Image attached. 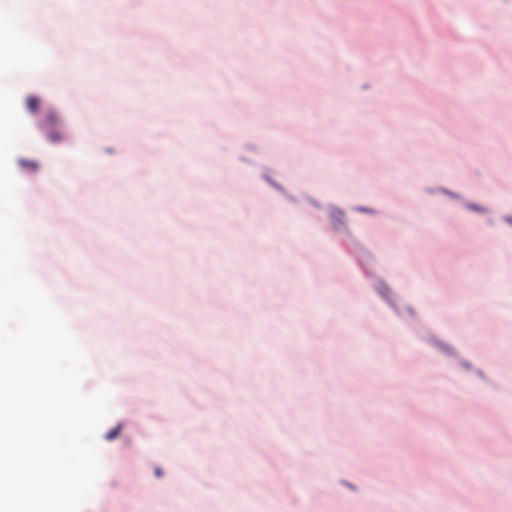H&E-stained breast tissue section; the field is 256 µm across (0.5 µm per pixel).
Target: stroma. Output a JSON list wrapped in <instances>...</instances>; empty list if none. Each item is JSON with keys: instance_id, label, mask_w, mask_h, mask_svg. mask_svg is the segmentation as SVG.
<instances>
[{"instance_id": "stroma-1", "label": "stroma", "mask_w": 512, "mask_h": 512, "mask_svg": "<svg viewBox=\"0 0 512 512\" xmlns=\"http://www.w3.org/2000/svg\"><path fill=\"white\" fill-rule=\"evenodd\" d=\"M76 2L0 11L68 131L26 269L112 391L82 512H512V0Z\"/></svg>"}]
</instances>
